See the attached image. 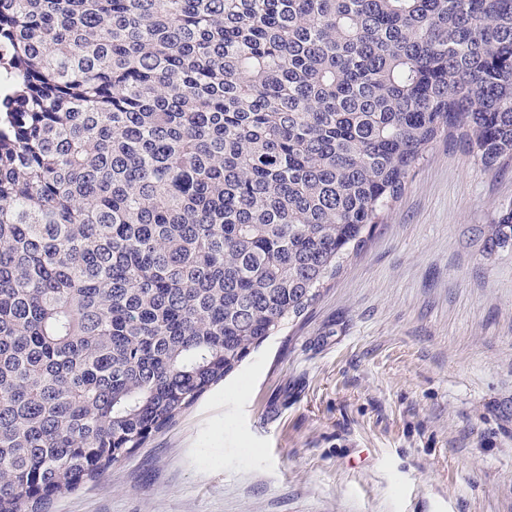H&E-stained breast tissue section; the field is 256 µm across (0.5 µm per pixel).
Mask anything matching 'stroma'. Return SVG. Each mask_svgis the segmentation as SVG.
Returning a JSON list of instances; mask_svg holds the SVG:
<instances>
[{
  "label": "stroma",
  "instance_id": "1",
  "mask_svg": "<svg viewBox=\"0 0 512 512\" xmlns=\"http://www.w3.org/2000/svg\"><path fill=\"white\" fill-rule=\"evenodd\" d=\"M512 160L439 136L304 314L49 512H512ZM509 244L512 245V210L502 216L499 224L495 225L494 230L485 239V246L490 251Z\"/></svg>",
  "mask_w": 512,
  "mask_h": 512
}]
</instances>
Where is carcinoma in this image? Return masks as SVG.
I'll list each match as a JSON object with an SVG mask.
<instances>
[{"mask_svg": "<svg viewBox=\"0 0 512 512\" xmlns=\"http://www.w3.org/2000/svg\"><path fill=\"white\" fill-rule=\"evenodd\" d=\"M1 48L0 512L300 317L439 135L512 159V0H0Z\"/></svg>", "mask_w": 512, "mask_h": 512, "instance_id": "1", "label": "carcinoma"}]
</instances>
